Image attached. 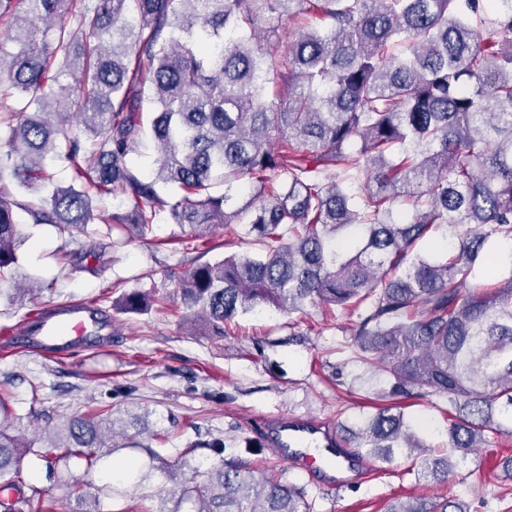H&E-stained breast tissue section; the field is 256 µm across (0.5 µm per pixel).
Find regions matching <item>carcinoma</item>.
<instances>
[{"label": "carcinoma", "instance_id": "cac0c4a2", "mask_svg": "<svg viewBox=\"0 0 512 512\" xmlns=\"http://www.w3.org/2000/svg\"><path fill=\"white\" fill-rule=\"evenodd\" d=\"M266 14L297 24L280 53ZM7 22L18 50L0 41V277L25 241L19 212L84 236L94 274L115 232L145 238L162 213L194 238L235 222L255 250L174 273L188 320L229 336L248 311L339 312L381 393L448 399L445 453L392 406L342 425L346 447L404 453L416 480L446 481L484 433H512V276L498 278L488 249L512 240V0H0ZM62 75L78 95L54 88ZM147 141L158 167L141 178L128 159ZM55 158L71 184L53 182ZM239 183L250 199L229 214L222 188ZM118 197L129 208L103 219ZM153 302L125 292L113 309ZM13 419L1 393L0 512H36L59 464L109 468L133 439L110 406L67 419L36 451L40 487L22 477L31 445ZM143 450L173 487L142 512H313L222 439L171 463ZM385 512L469 510L420 497Z\"/></svg>", "mask_w": 512, "mask_h": 512}]
</instances>
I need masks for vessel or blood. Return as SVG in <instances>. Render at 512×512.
<instances>
[{"label": "vessel or blood", "instance_id": "vessel-or-blood-1", "mask_svg": "<svg viewBox=\"0 0 512 512\" xmlns=\"http://www.w3.org/2000/svg\"><path fill=\"white\" fill-rule=\"evenodd\" d=\"M104 324L98 312L88 304L73 301L44 307L33 319L16 329L12 342L54 358L78 354L84 347L102 344ZM267 441L282 460L308 475L321 472L328 476L329 489L345 484L336 468L345 456L337 450L336 436L322 422L299 417H278L270 426Z\"/></svg>", "mask_w": 512, "mask_h": 512}]
</instances>
